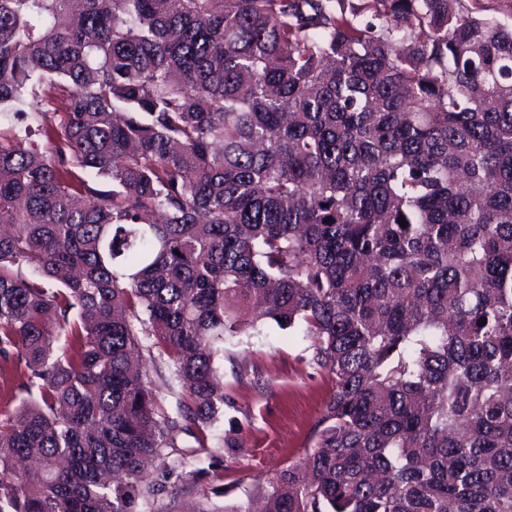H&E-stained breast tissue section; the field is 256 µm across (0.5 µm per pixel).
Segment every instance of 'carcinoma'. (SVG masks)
<instances>
[{
	"label": "carcinoma",
	"instance_id": "carcinoma-1",
	"mask_svg": "<svg viewBox=\"0 0 512 512\" xmlns=\"http://www.w3.org/2000/svg\"><path fill=\"white\" fill-rule=\"evenodd\" d=\"M344 3L0 0V512L201 478L269 321L332 391L264 512H512V26ZM7 378L10 399L4 396V390L0 380V411H13L19 404L21 398L28 396L26 392H21L17 387V385L22 382V374L12 371Z\"/></svg>",
	"mask_w": 512,
	"mask_h": 512
}]
</instances>
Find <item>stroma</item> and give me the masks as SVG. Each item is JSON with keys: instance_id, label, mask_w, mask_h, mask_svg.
<instances>
[{"instance_id": "stroma-1", "label": "stroma", "mask_w": 512, "mask_h": 512, "mask_svg": "<svg viewBox=\"0 0 512 512\" xmlns=\"http://www.w3.org/2000/svg\"><path fill=\"white\" fill-rule=\"evenodd\" d=\"M308 340L275 323L226 340L219 366L224 392L233 404L217 425L221 434H235L236 453L214 452L213 438L180 435L184 456L213 457L208 477L198 483L165 479L164 490L144 504V512H254L258 479L272 475L303 457L313 436L332 383L328 374L309 363Z\"/></svg>"}]
</instances>
